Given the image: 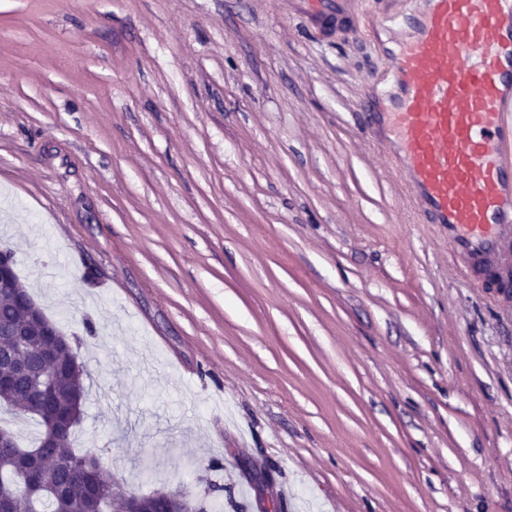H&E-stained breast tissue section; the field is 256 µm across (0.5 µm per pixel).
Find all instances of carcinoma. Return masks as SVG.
<instances>
[{
    "mask_svg": "<svg viewBox=\"0 0 512 512\" xmlns=\"http://www.w3.org/2000/svg\"><path fill=\"white\" fill-rule=\"evenodd\" d=\"M27 291L14 280L8 288L0 289V326L14 333L32 329L18 298ZM59 388L57 405L46 408L37 405L27 394L24 384L0 391V403L13 411L34 418L41 427V433L32 450L42 459L46 480L28 484L21 480L18 458L27 452L19 445L11 431L0 426V432L9 436L11 447H0V494L15 493L16 512H110V503L103 494L88 489L78 468L89 453L78 454L70 449L72 433L64 435L61 446L45 448L42 438L47 434L50 419L66 412L72 399L85 395L83 369L77 362V354L70 348L63 352L59 366L54 370Z\"/></svg>",
    "mask_w": 512,
    "mask_h": 512,
    "instance_id": "obj_1",
    "label": "carcinoma"
}]
</instances>
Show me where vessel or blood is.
Returning <instances> with one entry per match:
<instances>
[{"instance_id": "vessel-or-blood-1", "label": "vessel or blood", "mask_w": 512, "mask_h": 512, "mask_svg": "<svg viewBox=\"0 0 512 512\" xmlns=\"http://www.w3.org/2000/svg\"><path fill=\"white\" fill-rule=\"evenodd\" d=\"M383 23L413 34L370 85V129L418 219L453 247L475 286L512 251V0H411ZM308 26L367 33L362 0H293Z\"/></svg>"}]
</instances>
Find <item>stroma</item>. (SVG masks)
I'll return each mask as SVG.
<instances>
[{"label":"stroma","mask_w":512,"mask_h":512,"mask_svg":"<svg viewBox=\"0 0 512 512\" xmlns=\"http://www.w3.org/2000/svg\"><path fill=\"white\" fill-rule=\"evenodd\" d=\"M407 36L321 39L290 0H0V250L79 339L72 446L124 489L512 512V295L366 130Z\"/></svg>","instance_id":"obj_1"}]
</instances>
